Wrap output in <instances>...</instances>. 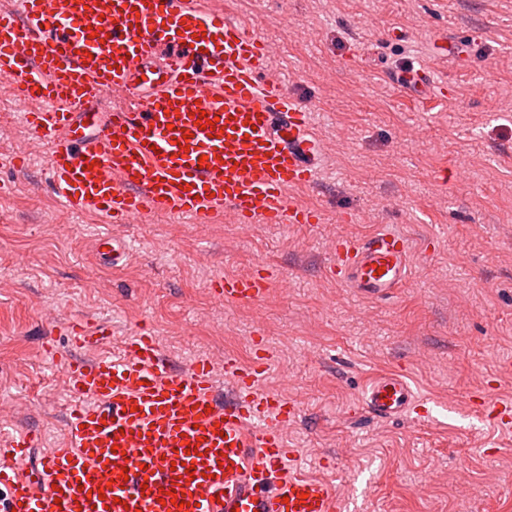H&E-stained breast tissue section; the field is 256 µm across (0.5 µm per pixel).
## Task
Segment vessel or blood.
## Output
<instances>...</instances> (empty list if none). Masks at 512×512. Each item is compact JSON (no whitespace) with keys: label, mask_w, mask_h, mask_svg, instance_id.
<instances>
[{"label":"vessel or blood","mask_w":512,"mask_h":512,"mask_svg":"<svg viewBox=\"0 0 512 512\" xmlns=\"http://www.w3.org/2000/svg\"><path fill=\"white\" fill-rule=\"evenodd\" d=\"M269 59L265 39L210 0H16L0 12V78L35 106L24 120L49 145L54 195L108 224L227 210L244 225L319 223L288 192L317 183L321 142L299 99L267 81ZM117 90L124 106L85 112ZM97 245L114 266L129 251L111 235ZM333 254L330 276L371 299L396 294L412 265L409 238L385 226L337 237ZM269 280L225 276L216 293L255 303ZM67 333L96 347L112 324ZM264 365L225 361L221 399L209 360L176 370L146 329L121 355L67 361V445L28 470L37 436H1L0 512H334L326 484L291 466L282 429L296 406L257 390ZM363 406L427 413L398 372L373 378ZM169 492L178 501L162 506Z\"/></svg>","instance_id":"1"}]
</instances>
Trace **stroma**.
Wrapping results in <instances>:
<instances>
[{"mask_svg":"<svg viewBox=\"0 0 512 512\" xmlns=\"http://www.w3.org/2000/svg\"><path fill=\"white\" fill-rule=\"evenodd\" d=\"M267 41L271 74L312 112L316 186L289 195L317 224L168 219L103 224L63 209L47 147L0 80V432L43 437L26 467L65 447L68 358L120 353L148 328L176 368L269 356L261 390L294 402L283 429L303 469L344 512H512V433L478 412L512 403V0H213ZM424 65L429 94L392 83ZM391 224L412 244L390 298L340 287L326 269L338 235ZM129 244L119 269L98 235ZM269 271L266 297L224 302L220 276ZM108 320L96 348L63 324ZM54 343L58 354L45 348ZM405 375L431 419L360 409L377 373Z\"/></svg>","mask_w":512,"mask_h":512,"instance_id":"35a3bbf8","label":"stroma"}]
</instances>
